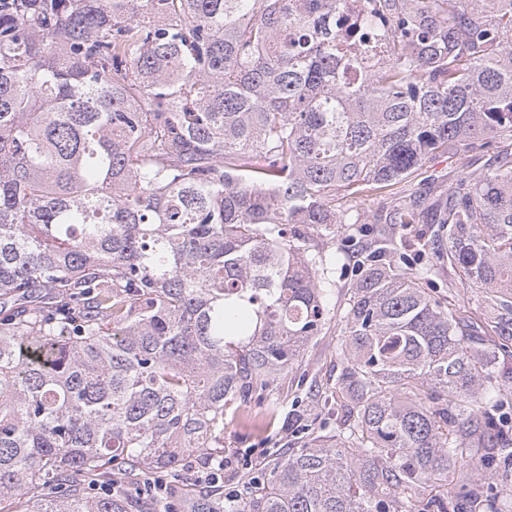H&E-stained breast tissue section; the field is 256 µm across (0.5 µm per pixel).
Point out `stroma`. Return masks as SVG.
<instances>
[{"mask_svg":"<svg viewBox=\"0 0 512 512\" xmlns=\"http://www.w3.org/2000/svg\"><path fill=\"white\" fill-rule=\"evenodd\" d=\"M512 152V132L503 133L492 145H474L426 160L409 179L392 191L348 198L347 207L358 216L356 224L336 225V244L341 253L330 296L337 313L308 344L298 367L287 380L277 382L224 417V488L240 489L243 479L263 473L268 464L291 448L301 447L317 435L335 432L337 410L330 395L344 365L338 351L343 340L346 307L359 264L370 252L383 258H417L433 227L414 224L401 228L384 223L385 214L402 199L418 198L425 205L445 202L461 178L484 171L498 152ZM432 294L455 308H477V287L462 284L446 266L433 277Z\"/></svg>","mask_w":512,"mask_h":512,"instance_id":"stroma-1","label":"stroma"}]
</instances>
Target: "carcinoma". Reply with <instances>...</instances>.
<instances>
[{
  "mask_svg": "<svg viewBox=\"0 0 512 512\" xmlns=\"http://www.w3.org/2000/svg\"><path fill=\"white\" fill-rule=\"evenodd\" d=\"M512 132V0H11L0 11V501L20 512H512L490 382L512 337V154L453 187L434 267L369 256L345 310L340 427L244 493L144 485L224 460V412L331 316L336 197ZM413 200L389 215L418 224ZM437 268L430 287L435 289L431 290V294L449 307L466 308L473 312L476 318L483 317L477 308V297L481 290L475 286L462 284L448 270V264L438 265ZM422 498L427 499H439L444 502L445 510L447 512H454L457 508L454 507L455 498L453 490V482L451 476L448 478H442L440 481H436L435 487H430L423 492Z\"/></svg>",
  "mask_w": 512,
  "mask_h": 512,
  "instance_id": "1",
  "label": "carcinoma"
}]
</instances>
